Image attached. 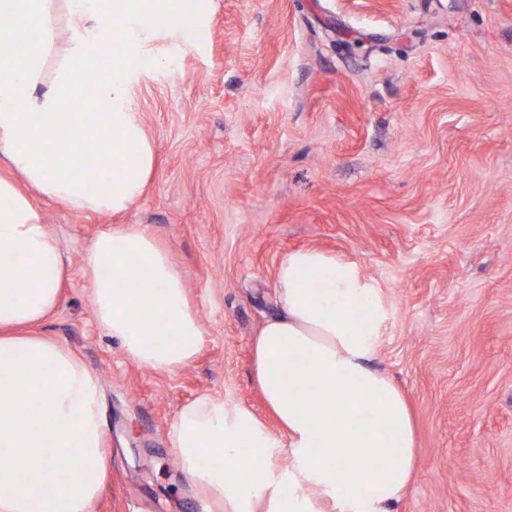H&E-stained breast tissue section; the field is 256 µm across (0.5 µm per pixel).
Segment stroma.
I'll return each instance as SVG.
<instances>
[{
    "label": "stroma",
    "instance_id": "obj_1",
    "mask_svg": "<svg viewBox=\"0 0 512 512\" xmlns=\"http://www.w3.org/2000/svg\"><path fill=\"white\" fill-rule=\"evenodd\" d=\"M150 50L131 99L155 147L143 196L113 215L40 203L68 270L35 332L103 392L94 512H198L172 426L202 395L266 416L253 344L300 248L381 290L374 364L416 437L398 512H512V0H207L190 42ZM116 224L145 225L182 273L204 336L178 370L98 326L82 268Z\"/></svg>",
    "mask_w": 512,
    "mask_h": 512
}]
</instances>
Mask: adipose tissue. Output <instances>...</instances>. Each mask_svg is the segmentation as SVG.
Wrapping results in <instances>:
<instances>
[{"label": "adipose tissue", "mask_w": 512, "mask_h": 512, "mask_svg": "<svg viewBox=\"0 0 512 512\" xmlns=\"http://www.w3.org/2000/svg\"><path fill=\"white\" fill-rule=\"evenodd\" d=\"M188 0H0V512H93L108 472L98 378L69 348L26 334L59 302L66 256L33 196L115 213L142 195L154 145L130 100L132 72L154 40L179 41L202 10ZM69 40L55 70L50 38ZM118 43L108 52L107 42ZM96 68L93 90L83 79ZM104 153L71 173L63 145ZM83 274L96 317L135 363L170 372L204 329L168 250L139 224L89 247ZM282 312L253 346L257 384L281 434L230 398L184 406L172 439L213 512H395L416 473L407 402L374 367L386 319L358 265L308 248L277 270Z\"/></svg>", "instance_id": "1"}]
</instances>
